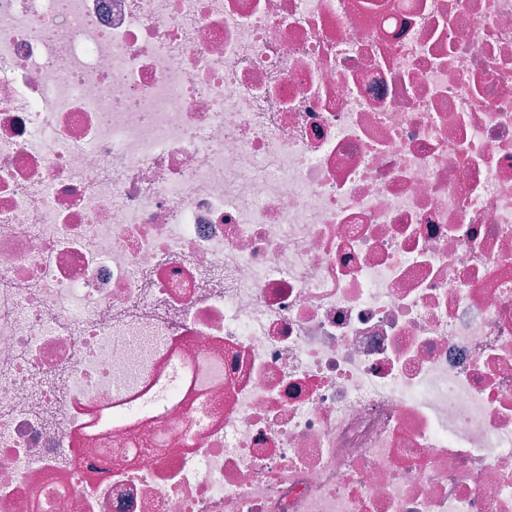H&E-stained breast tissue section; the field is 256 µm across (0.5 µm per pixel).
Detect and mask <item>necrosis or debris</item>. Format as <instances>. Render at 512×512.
I'll list each match as a JSON object with an SVG mask.
<instances>
[{
	"instance_id": "1",
	"label": "necrosis or debris",
	"mask_w": 512,
	"mask_h": 512,
	"mask_svg": "<svg viewBox=\"0 0 512 512\" xmlns=\"http://www.w3.org/2000/svg\"><path fill=\"white\" fill-rule=\"evenodd\" d=\"M0 512H512V0H0Z\"/></svg>"
}]
</instances>
